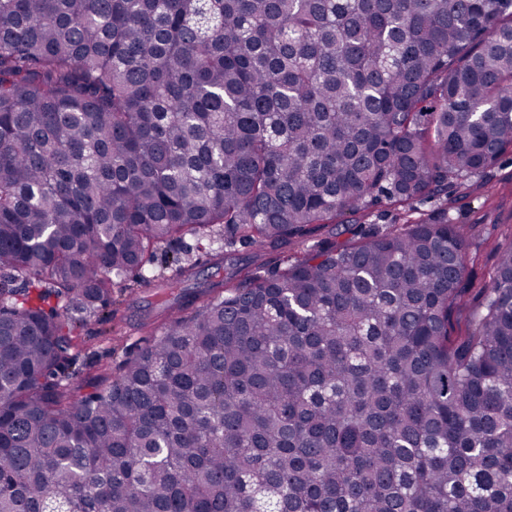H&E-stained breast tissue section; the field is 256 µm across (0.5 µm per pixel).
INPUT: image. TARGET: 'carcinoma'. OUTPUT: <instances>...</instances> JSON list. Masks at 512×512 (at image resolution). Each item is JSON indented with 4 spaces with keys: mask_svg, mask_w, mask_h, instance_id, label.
I'll use <instances>...</instances> for the list:
<instances>
[{
    "mask_svg": "<svg viewBox=\"0 0 512 512\" xmlns=\"http://www.w3.org/2000/svg\"><path fill=\"white\" fill-rule=\"evenodd\" d=\"M509 151L512 0H0V512H512V236L468 300L448 219ZM214 227L258 251L73 367ZM344 224H377L379 228L391 227L392 224H401L399 216L395 211L388 209L387 207H375L370 211H366L364 215L357 216H346L339 219ZM349 221V222H347ZM216 253L198 250L196 238L187 235L174 240L158 250V260L146 277H127L114 288L113 299L117 315L112 323L99 321L97 318L88 319L81 336L86 340V346L77 359L78 364L108 363L112 371L118 373L119 366L130 355L146 347L152 337L135 330L131 324L140 310L155 306L158 287L157 277L153 275H170L171 269L164 265L165 258L173 255L190 257L196 264V278L184 282L172 290L171 299L184 289L204 288L214 269L210 268L212 255ZM112 326V336L108 335Z\"/></svg>",
    "mask_w": 512,
    "mask_h": 512,
    "instance_id": "cac0c4a2",
    "label": "carcinoma"
}]
</instances>
